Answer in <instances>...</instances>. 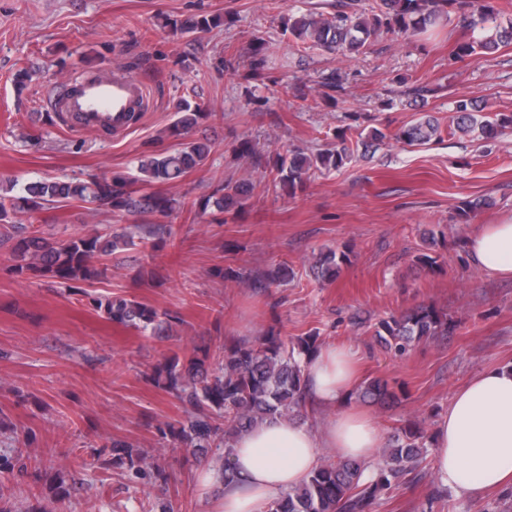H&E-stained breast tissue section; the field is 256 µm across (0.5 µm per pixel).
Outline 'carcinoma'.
<instances>
[{"label":"carcinoma","instance_id":"cac0c4a2","mask_svg":"<svg viewBox=\"0 0 512 512\" xmlns=\"http://www.w3.org/2000/svg\"><path fill=\"white\" fill-rule=\"evenodd\" d=\"M499 14L494 0H336L325 7L315 4L292 14L284 21L283 32L299 52L318 50L348 57L365 53L384 35L415 36L454 16L462 27L472 32L484 31L480 39L457 47L456 55L465 57L477 51L493 53L501 45L512 44V21L502 24ZM223 24L221 16L211 14L165 21L171 33L182 36L205 33ZM246 62L252 75L264 70V39H254ZM323 88L327 92L322 94V100L332 105L337 102L336 94L344 90L334 73L326 77ZM450 112L448 130L452 135L476 133L492 139L500 131L512 128L511 112L484 116L476 101L465 96L453 101ZM176 114L177 119L167 128L168 138L183 139L215 116L186 99L177 105ZM442 133L439 119L426 114L400 129L395 139L426 144L441 138ZM237 151L241 158L266 169L265 178L276 195L290 198L303 190L315 173L339 168L354 154L343 134L337 136L334 146L310 154L296 151L287 157L279 154L266 160L249 139L241 140ZM212 152L210 140L193 138L177 150L141 156L135 177L35 181L25 185L22 196L1 193L0 244L9 247L13 260L10 272L20 278L67 283L74 291H82V284L107 271L105 261L109 257L135 245L127 232L116 229L62 238L17 223V214L78 200L108 206L116 212L167 216L183 208L185 201L158 192L139 193L131 185L180 182L190 172L205 167ZM249 193L247 184L227 185L218 197L192 201L189 212L198 215L209 210L220 214L240 211ZM351 255L348 247L329 248L321 253L312 271L319 278L332 279L351 261ZM213 275L255 292L288 280L289 267L281 264L273 272L256 276L243 272L226 275L224 268L217 267ZM96 306L117 325L149 330L156 336L172 331L174 316L135 299L112 296L96 300ZM453 330L448 315L430 305H419L380 319L374 333L387 349L402 356L415 344L443 339ZM319 351V336L315 333L288 339L271 331L253 341L226 344L218 350L203 346L166 355L154 365L150 381L175 396L185 407L186 417L176 423L159 422L156 430L194 457L215 449L223 458L230 453L234 438L256 424L271 418H289L304 408L305 364ZM359 396L386 404L397 399L398 393L388 382L370 378L360 387ZM426 461L424 430L417 425L403 426L393 435L376 466L352 459L326 460L301 485L270 502L266 512H371L378 498L397 486L404 475L424 471ZM112 465L135 479L167 480L164 469L149 462L141 449L125 443L112 444Z\"/></svg>","mask_w":512,"mask_h":512}]
</instances>
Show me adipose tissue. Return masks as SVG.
Here are the masks:
<instances>
[{
    "label": "adipose tissue",
    "mask_w": 512,
    "mask_h": 512,
    "mask_svg": "<svg viewBox=\"0 0 512 512\" xmlns=\"http://www.w3.org/2000/svg\"><path fill=\"white\" fill-rule=\"evenodd\" d=\"M470 260L483 272L512 277V223L486 224L466 240ZM309 404L320 410L315 424L278 418L240 435L225 462L200 468L205 489L216 491L215 512H262L267 503L302 484L324 456L371 460L382 441L375 420L346 407L356 377V356L331 345L306 365ZM433 474L462 493L512 484V367L477 372L457 390L432 438ZM234 481H225L223 467Z\"/></svg>",
    "instance_id": "adipose-tissue-1"
}]
</instances>
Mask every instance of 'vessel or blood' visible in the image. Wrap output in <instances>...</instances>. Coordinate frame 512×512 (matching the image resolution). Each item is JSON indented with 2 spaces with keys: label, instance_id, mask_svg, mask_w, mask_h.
<instances>
[{
  "label": "vessel or blood",
  "instance_id": "obj_1",
  "mask_svg": "<svg viewBox=\"0 0 512 512\" xmlns=\"http://www.w3.org/2000/svg\"><path fill=\"white\" fill-rule=\"evenodd\" d=\"M49 103L64 113L71 131L100 130L118 136L129 130L130 112L146 110L149 100L144 84L125 73L83 71L52 90Z\"/></svg>",
  "mask_w": 512,
  "mask_h": 512
}]
</instances>
